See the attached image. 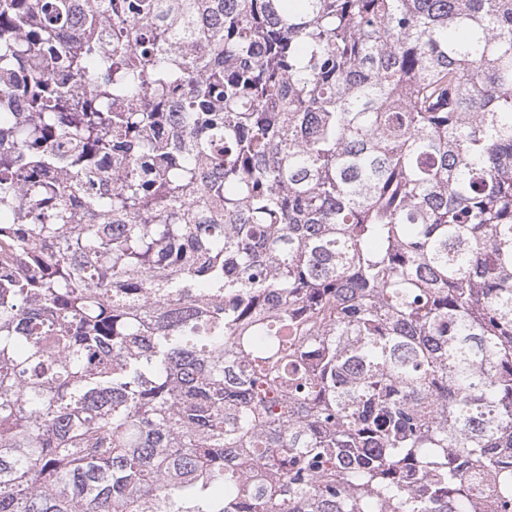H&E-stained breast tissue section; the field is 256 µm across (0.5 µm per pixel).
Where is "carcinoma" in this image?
Returning a JSON list of instances; mask_svg holds the SVG:
<instances>
[{"label": "carcinoma", "mask_w": 512, "mask_h": 512, "mask_svg": "<svg viewBox=\"0 0 512 512\" xmlns=\"http://www.w3.org/2000/svg\"><path fill=\"white\" fill-rule=\"evenodd\" d=\"M0 512H512V0H0Z\"/></svg>", "instance_id": "cac0c4a2"}]
</instances>
